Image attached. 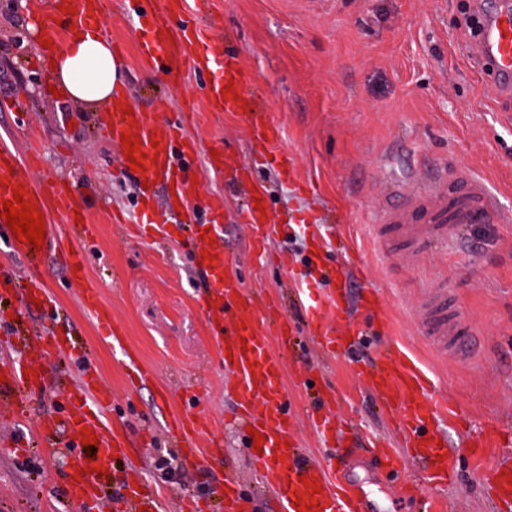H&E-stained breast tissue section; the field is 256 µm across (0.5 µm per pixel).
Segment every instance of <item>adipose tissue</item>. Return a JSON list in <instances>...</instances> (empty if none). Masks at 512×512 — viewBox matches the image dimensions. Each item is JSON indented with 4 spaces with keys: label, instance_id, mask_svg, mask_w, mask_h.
Here are the masks:
<instances>
[{
    "label": "adipose tissue",
    "instance_id": "obj_1",
    "mask_svg": "<svg viewBox=\"0 0 512 512\" xmlns=\"http://www.w3.org/2000/svg\"><path fill=\"white\" fill-rule=\"evenodd\" d=\"M49 60L51 79L71 101L107 108L123 88L121 59L99 28L69 35Z\"/></svg>",
    "mask_w": 512,
    "mask_h": 512
}]
</instances>
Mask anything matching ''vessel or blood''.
I'll list each match as a JSON object with an SVG mask.
<instances>
[{
	"mask_svg": "<svg viewBox=\"0 0 512 512\" xmlns=\"http://www.w3.org/2000/svg\"><path fill=\"white\" fill-rule=\"evenodd\" d=\"M132 11L149 18V38L140 47L145 63L161 67L173 84H181L184 64H193L197 73L213 74L207 90V103L212 110L233 112L246 119L251 134L263 151H270L280 137L277 126L253 112L242 96L239 86L243 70L239 59L225 49L222 41L198 27L185 11L184 0H165L164 8H156L154 0H127ZM102 0H51V13L67 30L98 23ZM477 33L472 39L473 55L481 72L496 93L512 90V0H479ZM233 84L231 94H224L225 84ZM129 100L117 94L112 110L106 115V132L113 143H120L123 134L139 138V152L145 166L140 180L150 183L174 182L184 196L192 195L195 184L186 168V161L198 153L197 144L185 137L179 121L153 120L143 112L127 114ZM24 188V198L35 205L44 218L46 236L41 249L11 238L10 229L0 219V237H8L13 253L21 256L28 270L26 280H18L12 265L0 263V288L15 286L18 314L35 306L51 308L53 298L39 278L46 252L63 251L70 283L82 309L95 321L103 340L123 348V368L136 383L151 380L152 373L144 367L133 351L127 350L126 339L112 322V309L105 302L98 285L83 270L88 262L84 249L74 244V237L86 238L96 232L89 221L72 225L63 233L51 223L54 214L74 217L81 204L76 184H65L63 177L50 176L35 182L30 163L9 143H0V201L12 200L16 188ZM391 197L400 199L399 208L384 210L383 215L395 230L410 242V255L417 258L433 245L451 240L458 225L487 224L498 218L495 198L482 181L462 173L456 185L445 184L436 171L414 173L410 181L393 183ZM254 231V242L263 245L266 212L257 202H250L242 213ZM154 209L149 199H141L134 223L147 237L162 234L169 220ZM174 219L188 225L199 242L195 264L206 277L211 293L206 299L209 333L220 356L225 359L224 372L232 382L236 412L233 418L240 432L256 430L262 435L261 452L252 453L255 472L271 492L276 512H306L309 503H319L322 512H379L367 494L351 481L331 482L326 467L303 457L294 434V412L283 388L284 366L271 354V326L266 323L254 301L241 286L237 274L228 270L224 241L219 221L200 224L191 207H183ZM322 279L304 278L301 294L306 303L307 326L320 336L328 347L339 346L341 335L337 323L348 318L344 298L322 295ZM445 285H438L425 294L417 307L416 317L429 342L444 353H465L472 340V329L464 309L447 311ZM28 336L15 332L12 343L16 353L0 360V407L15 397L44 389L38 371L45 361L69 356L70 347L56 332L41 335L37 357H30L26 346ZM367 378L375 396L383 403L401 401L402 425L414 438L406 457L373 444L371 454L377 466L389 473H399L404 459H411L427 471L430 479L448 477L452 461L441 436L434 428L437 418L447 416V400L438 398L430 389V379L420 361L405 348L383 355ZM70 409L66 417L52 413L40 416L37 445L45 458L60 455L66 466L67 486L64 499L66 512H94L103 497L100 475L110 472L116 459L130 460V471L123 480L122 494L112 500V512H167L166 502L146 473L133 461L132 443L126 428L119 423L107 424L104 415L112 392L100 380L81 376L72 390L65 394ZM168 433L175 439L183 456L203 461L216 452L215 443L206 439L199 411L188 408L166 422ZM94 431L99 444L86 451L81 433ZM498 496L512 499V464L498 465L491 470ZM220 495L226 512H240L243 490L238 480L225 476Z\"/></svg>",
	"mask_w": 512,
	"mask_h": 512,
	"instance_id": "b4317fda",
	"label": "vessel or blood"
}]
</instances>
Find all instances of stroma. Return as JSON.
<instances>
[{"label": "stroma", "instance_id": "35a3bbf8", "mask_svg": "<svg viewBox=\"0 0 512 512\" xmlns=\"http://www.w3.org/2000/svg\"><path fill=\"white\" fill-rule=\"evenodd\" d=\"M468 0H187L198 23L223 40L241 61L246 87L259 111L282 131L279 148L293 164L295 184L280 177V161L256 158L245 122L227 112L216 117L205 100V80L187 71L171 87L141 61L147 38L144 20L125 0H109L102 33L124 63V90L149 118L161 120L185 106L194 109L185 133L200 146L193 164L198 218L208 222V200L223 201L224 248L244 288L260 292L294 329L289 350L272 337L271 350L285 363L284 385L296 411L295 435L312 460L327 452L310 410L331 408L336 425L360 437L376 434L403 451L406 439L358 376L376 336H358L341 351H325L310 334L298 291V272L340 259V243L356 246L349 265L359 272L348 283L357 297L377 290L389 333L415 354L434 387L456 414L446 423L454 474L438 485L414 463L391 476L369 462H355L349 475L385 512H422L407 497L410 481L446 506L447 512H502L491 499L483 470L512 462V95L494 94L471 58L463 13ZM29 0H0V140L25 150L21 125L36 128L41 148L37 178L76 174L79 199L97 234L83 241L90 256L89 279L99 283L129 347L153 378L132 388L111 348L67 285L63 253L47 256L45 279L54 312H30L31 332L62 331L75 347L71 357L49 361L47 378L78 379L84 361L112 389L108 421L126 424L141 438L140 464L171 500L168 512H183L185 498L203 505L215 496L225 472L241 480L250 512H273L258 489L254 465L234 429L235 407L224 366L209 334L200 303L206 284L193 266V244L179 229L159 243L128 236L114 214L134 212L137 177L123 174L122 150L103 135L100 110L55 98L39 57ZM226 151L249 168L248 180L232 182L215 173L211 151ZM444 168L449 179L468 170L497 197L502 213L490 224H468L453 253L435 251L421 261L401 263L400 242L382 246L376 237L379 203L391 181L415 169ZM267 194L278 235L262 249L253 246L250 225L240 223L246 199ZM319 216L316 224L297 216ZM444 283L448 302L462 307L475 336L465 358L442 355L425 342L415 318L423 291ZM166 403H159L157 392ZM204 407L209 432L222 444L210 463L186 461L165 421L187 404ZM16 427L0 421V512H54L64 479H46L38 448L16 452ZM482 448L476 460L473 448ZM173 467H155L156 457ZM195 474L199 489L182 490L178 470Z\"/></svg>", "mask_w": 512, "mask_h": 512}]
</instances>
